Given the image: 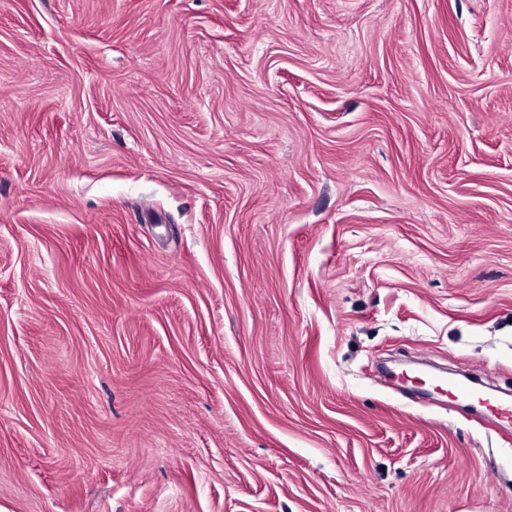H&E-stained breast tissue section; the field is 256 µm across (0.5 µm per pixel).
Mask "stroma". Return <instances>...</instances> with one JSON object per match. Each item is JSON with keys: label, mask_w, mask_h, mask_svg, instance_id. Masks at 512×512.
I'll return each instance as SVG.
<instances>
[{"label": "stroma", "mask_w": 512, "mask_h": 512, "mask_svg": "<svg viewBox=\"0 0 512 512\" xmlns=\"http://www.w3.org/2000/svg\"><path fill=\"white\" fill-rule=\"evenodd\" d=\"M462 374L512 0H0V512H512Z\"/></svg>", "instance_id": "1"}]
</instances>
